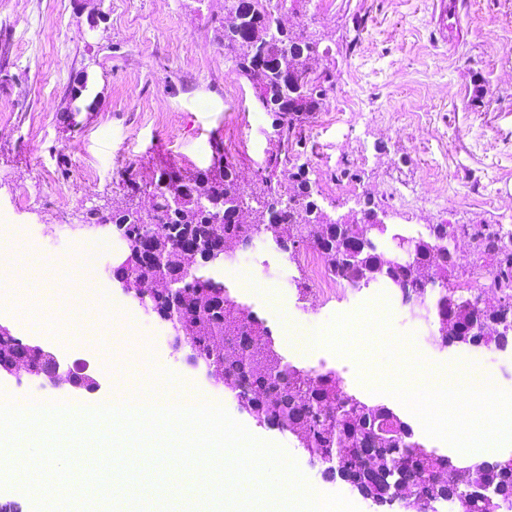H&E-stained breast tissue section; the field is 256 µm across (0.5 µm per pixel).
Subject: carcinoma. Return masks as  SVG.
Wrapping results in <instances>:
<instances>
[{
	"label": "carcinoma",
	"mask_w": 512,
	"mask_h": 512,
	"mask_svg": "<svg viewBox=\"0 0 512 512\" xmlns=\"http://www.w3.org/2000/svg\"><path fill=\"white\" fill-rule=\"evenodd\" d=\"M220 26L224 55L249 82L259 108L275 115L280 138L288 142L298 123L322 109L331 89L330 76L317 75L312 67L321 44L318 33L305 24L285 27L273 0H224ZM86 90L84 78L71 93L66 111L96 107L95 99L76 104ZM175 179L195 194L177 209L170 207L165 193ZM141 189L157 198L158 223L166 225L151 245L166 253L168 274L186 281L187 291L177 301L178 323L195 344L196 356L224 373V388L244 396V388L253 387V410L259 419L292 433L311 453L324 456L346 449L340 469L328 471V477L342 471L376 497L384 496L382 473L395 459L404 469L403 483L418 489L425 506L455 494L464 498L465 512L512 507V468H503L499 459L459 466L427 452L413 440L405 422L380 424L389 408L347 394L334 372L313 375L283 363L278 352L267 350L262 324L229 300L224 285L195 274L199 261H210L214 237L248 244L267 237L292 256L300 247L313 245L328 259L336 279L345 283L357 276L345 255L357 251L381 279L409 284L424 297L437 295V317L446 318L448 327L438 340L466 342L474 322L486 312L448 288V225H430L427 235L415 238L407 258L384 260L357 242L353 226L333 223L334 216L314 197L307 165L287 170L278 154L248 183L220 155L204 171L165 169L144 187H134ZM112 226L131 245L126 265L114 275L130 277L136 288L140 279L154 275L145 256L135 255L147 231L124 209L112 210ZM422 266L433 269L436 279L421 280L417 269ZM487 481L501 485L503 494L484 497L481 487Z\"/></svg>",
	"instance_id": "cac0c4a2"
}]
</instances>
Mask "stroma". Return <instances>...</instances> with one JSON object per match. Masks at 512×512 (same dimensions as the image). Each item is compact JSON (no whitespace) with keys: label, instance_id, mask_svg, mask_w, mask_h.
I'll list each match as a JSON object with an SVG mask.
<instances>
[{"label":"stroma","instance_id":"obj_1","mask_svg":"<svg viewBox=\"0 0 512 512\" xmlns=\"http://www.w3.org/2000/svg\"><path fill=\"white\" fill-rule=\"evenodd\" d=\"M223 8L224 0H95L80 8L74 0H0V213L10 222L0 245L8 249L14 238L42 231L41 258L53 265L48 278L33 267L37 292L0 304V323L63 361H88L101 382L97 392L76 395L65 383L4 376L0 396L19 404H108L117 372L133 387L144 376L162 389L187 386L201 401L221 404L253 436L282 446L317 491L342 494L344 484L322 478L295 437L259 425L234 394L187 363V350H174L169 328L113 277L127 256L118 235L77 225L103 199L125 207L131 183L164 169L203 171L220 156L248 181L279 151L271 115L240 108L236 93L250 85L217 41ZM282 20L313 22L326 49L313 67L332 75L324 107L297 126L288 153L308 165L320 204L341 215L370 199L399 233L410 224L453 225L465 242L450 282L460 295L468 293L473 267L498 272V256L484 239L512 225V0H307L302 12L284 11ZM83 76L99 103L71 125L64 107ZM100 234L112 243L99 257L108 312L90 331L70 302L82 296L75 255ZM237 257L242 273L223 263L198 273L223 282L228 297L263 323L284 363L336 372L345 392L392 409L427 451L456 455L396 398L368 388L395 374L397 363L364 345L345 356L322 346L298 351L284 339L282 319L316 333L383 297L392 337L422 355L423 370L478 367L493 372V386L512 391V345L421 350L437 317H413L399 290L384 282L314 287L301 261L265 238ZM61 284L70 299H53ZM143 473L147 512H186L205 497L201 487L188 497L158 489L159 470L147 466Z\"/></svg>","mask_w":512,"mask_h":512}]
</instances>
